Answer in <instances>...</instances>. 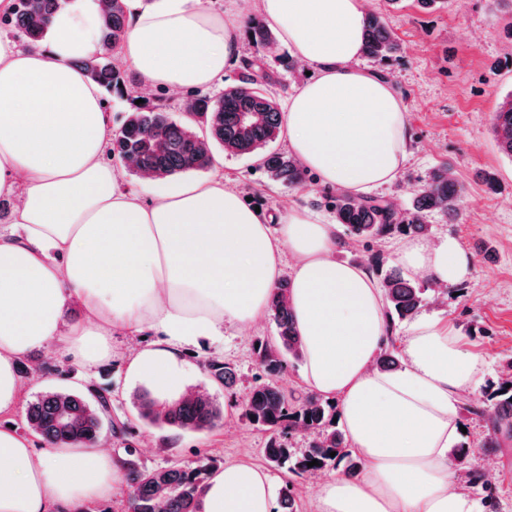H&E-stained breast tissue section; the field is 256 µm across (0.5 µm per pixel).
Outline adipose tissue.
<instances>
[{
    "label": "adipose tissue",
    "instance_id": "ef3b65f1",
    "mask_svg": "<svg viewBox=\"0 0 512 512\" xmlns=\"http://www.w3.org/2000/svg\"><path fill=\"white\" fill-rule=\"evenodd\" d=\"M127 0L117 49L147 88L205 89L238 63L241 26L257 14L315 76L286 100L281 129L293 156L321 186L365 197L392 184L409 154L406 108L395 87L363 69L366 0ZM39 48L0 37V197L14 199L0 231V414L23 395L17 364L63 343L92 366L112 337L151 334L124 361L125 375L171 401L193 369L189 349L219 341L225 324L268 312L282 275L303 341L302 378L338 403L349 446L364 463L315 492V512H487L454 488L448 456L460 442L461 402L484 372L459 331L423 315L401 339L402 365L374 362L388 342L384 291L364 266L336 260L332 224L288 211L279 230L227 186L146 179L126 187L109 149L114 131L100 88L76 66L101 51L96 0H68ZM295 264L284 273V252ZM396 260L412 278L466 280L472 258L451 237L404 240ZM83 315H63L71 307ZM121 458L96 448L33 447L0 428V512H76L111 498ZM270 477L245 461L213 470L200 512H275Z\"/></svg>",
    "mask_w": 512,
    "mask_h": 512
}]
</instances>
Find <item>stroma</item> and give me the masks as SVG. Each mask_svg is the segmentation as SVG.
Returning a JSON list of instances; mask_svg holds the SVG:
<instances>
[{
  "mask_svg": "<svg viewBox=\"0 0 512 512\" xmlns=\"http://www.w3.org/2000/svg\"><path fill=\"white\" fill-rule=\"evenodd\" d=\"M369 9L382 12L395 33L400 52L385 61L363 58L368 70L387 75L406 106L411 132L410 155L397 180L379 189L381 197L409 208L412 192L429 173L448 165L464 188L458 216L446 220L433 214L428 223L434 237L456 238L471 255L469 278L456 287L437 288L434 299L424 306L425 314L452 323L467 349L485 360L482 383L467 401L485 402L488 384L494 381L504 360L512 356V159L503 156L491 131V115L497 103L512 93V0H444L440 8L425 11L415 0H369ZM223 161L225 184L238 188L251 204L276 216L291 209L306 210L322 223L334 217L325 205L326 191L317 180L291 188L269 181L256 158L235 156L215 148ZM495 173L498 184L487 190L484 172ZM276 326L263 317L247 328L225 326L223 341L202 343L192 353L195 370L187 381L188 390H207L226 408L220 427L209 432H180L148 424L132 404L135 386L125 382L118 355L127 353L134 337H112L115 361L88 367L66 355L59 346L36 351L44 362L42 372L24 376L25 395L8 414L0 415V428L12 426L26 432L28 402L49 391L88 393L108 390L112 414L127 426V439L139 450L145 466L174 462L218 464L248 461L264 470L276 490L292 486L298 512H311L314 486L334 472L326 467L300 476L273 467L264 454L266 435L245 426L240 403L255 382L258 372L251 352L257 339H274ZM218 357L233 366L238 385L233 396L210 381L205 364ZM466 436L476 443L474 460L491 466L489 482L495 512H512V438L501 447L484 448L485 422L463 414ZM123 441V442H126ZM120 441L109 446L112 455L123 452Z\"/></svg>",
  "mask_w": 512,
  "mask_h": 512,
  "instance_id": "stroma-1",
  "label": "stroma"
}]
</instances>
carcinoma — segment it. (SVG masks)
Segmentation results:
<instances>
[{
	"mask_svg": "<svg viewBox=\"0 0 512 512\" xmlns=\"http://www.w3.org/2000/svg\"><path fill=\"white\" fill-rule=\"evenodd\" d=\"M66 0H14L11 11L0 23L18 31L29 42L45 37L49 16L63 8ZM101 33L104 45L119 46L128 26L125 0H98ZM251 42L260 50L272 51L276 35L264 24L249 28ZM400 51L399 42L384 15L369 10L364 20L363 52L378 61L387 60ZM92 81L108 92H122V73L103 53H95L75 62ZM241 75L237 83L224 88L218 96L198 90L188 93L184 110L188 121L173 120L161 104H136L128 112L112 140L110 155L121 159L135 158L138 167L161 177L189 170L212 167L211 144L216 143L231 155L259 157V168L268 179L288 187L303 185L308 171L294 157L283 151L269 150L281 131V112L277 102L267 96L262 86L275 81L261 54L240 59ZM492 127L502 154L512 159V94L500 101L492 113ZM464 189L450 169L433 170L415 191L412 208L397 211L383 199L361 200L347 193L327 196V206L336 223L343 226L351 239L371 247L394 234L428 236L432 225L425 222L431 213L447 218L458 215ZM389 318V330L395 321L412 319L426 304L433 283L408 278L398 266L386 271L382 278ZM289 283L280 282L272 298L269 314L277 328L274 341L259 340L253 347L260 374L250 390L243 411L248 422L272 431L265 454L280 469L292 474L310 473L328 465L358 475L361 461L344 444L342 432L336 428L335 405L315 395L296 397L279 384L287 358H302V342L295 329L294 315L288 304ZM401 366L400 353L393 343L381 351L377 367L391 371ZM210 379L233 394L236 373L218 357L206 363ZM486 405H470L468 411L486 418L487 434L483 448H498L501 438L512 437V361H507L497 381L490 383ZM133 400L142 419L148 423L176 430L209 431L220 425L224 410L211 394L171 403H158L149 392L138 391ZM112 397L109 391L97 392L89 400L68 391H46L26 408V426L48 445L80 444L92 446L99 442L104 420H109L112 436L124 439L125 423L112 419ZM293 432L318 434V440L303 454L295 456L288 448V435ZM125 478L133 488L136 512H198L207 477L214 466L209 463H176L148 468L141 464L137 450L124 447ZM335 456H330V453ZM470 449L460 446L452 457L461 465L464 484L472 489L488 490V481L479 467L468 461ZM317 460L309 467L307 463Z\"/></svg>",
	"mask_w": 512,
	"mask_h": 512,
	"instance_id": "carcinoma-1",
	"label": "carcinoma"
}]
</instances>
